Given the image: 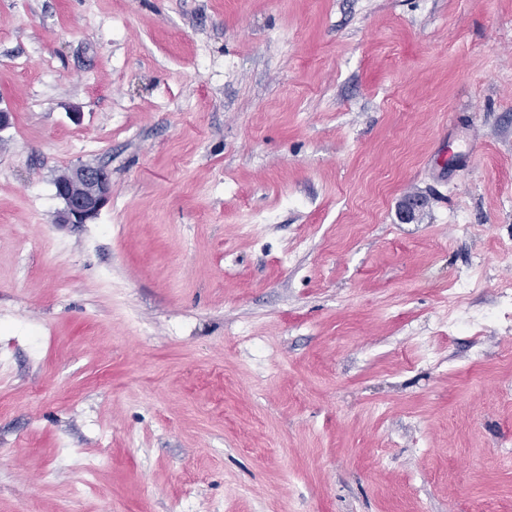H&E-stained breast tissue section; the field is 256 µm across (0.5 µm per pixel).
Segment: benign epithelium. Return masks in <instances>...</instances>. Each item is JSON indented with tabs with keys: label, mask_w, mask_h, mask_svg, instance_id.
I'll use <instances>...</instances> for the list:
<instances>
[{
	"label": "benign epithelium",
	"mask_w": 512,
	"mask_h": 512,
	"mask_svg": "<svg viewBox=\"0 0 512 512\" xmlns=\"http://www.w3.org/2000/svg\"><path fill=\"white\" fill-rule=\"evenodd\" d=\"M110 192V177L103 168L82 164L69 169L66 178L56 182V195L64 202L58 223L86 224L97 218ZM423 207L424 200L418 196L401 199L397 206L401 222H414Z\"/></svg>",
	"instance_id": "7a95c632"
}]
</instances>
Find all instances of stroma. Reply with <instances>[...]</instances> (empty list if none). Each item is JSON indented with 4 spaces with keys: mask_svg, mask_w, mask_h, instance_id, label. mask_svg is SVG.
Instances as JSON below:
<instances>
[{
    "mask_svg": "<svg viewBox=\"0 0 512 512\" xmlns=\"http://www.w3.org/2000/svg\"><path fill=\"white\" fill-rule=\"evenodd\" d=\"M0 109V512H512V0H0ZM55 186L57 197L65 204L59 224H87L97 218L111 192L107 171L87 164L69 169L66 178Z\"/></svg>",
    "mask_w": 512,
    "mask_h": 512,
    "instance_id": "obj_1",
    "label": "stroma"
}]
</instances>
